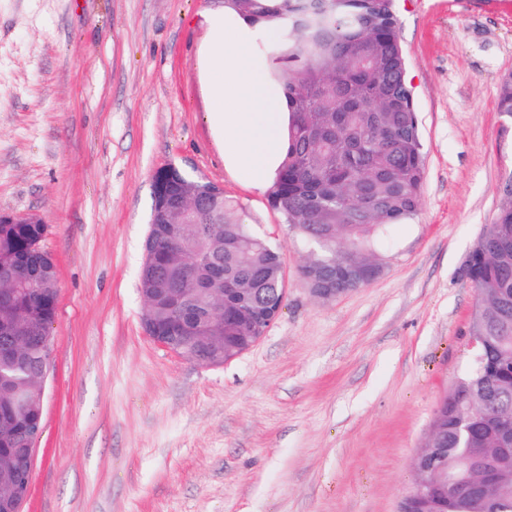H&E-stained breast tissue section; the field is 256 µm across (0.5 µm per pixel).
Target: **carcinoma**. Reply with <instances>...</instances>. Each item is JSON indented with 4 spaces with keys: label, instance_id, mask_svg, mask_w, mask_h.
Masks as SVG:
<instances>
[{
    "label": "carcinoma",
    "instance_id": "carcinoma-1",
    "mask_svg": "<svg viewBox=\"0 0 512 512\" xmlns=\"http://www.w3.org/2000/svg\"><path fill=\"white\" fill-rule=\"evenodd\" d=\"M224 6L254 23L277 21L276 40L262 51L289 101L288 148L268 190L269 205L304 243L307 266H321L329 282H336L335 264L347 251L366 265L379 263L390 228L416 215L425 180L396 0H224ZM497 112L512 121V73L501 79ZM214 189L180 169L154 174L150 219L160 237L143 262L139 286L155 303L160 329L172 324L186 299L199 306L228 281L246 289L239 314L203 325L206 345L184 347L187 358L221 366L224 349L236 342L244 348L253 312L281 297L285 282L278 248L243 222L241 208L224 192L213 205L194 208L197 197ZM172 195L181 207L168 205ZM46 230L45 224L0 223V277L35 281L55 268L41 246ZM482 238L490 257L478 265V312L469 334L488 343L482 361L470 362L456 381L458 398L441 401L429 432L443 438L440 462L452 479L469 476L453 452L462 418L479 426L470 446L491 454L503 439L479 417L480 403H496L512 420V181ZM56 305L51 288L0 301V312L22 314L32 325L19 377L0 379V512H10L6 498L23 449L43 419L42 367ZM449 512H512V479L481 499L453 502Z\"/></svg>",
    "mask_w": 512,
    "mask_h": 512
}]
</instances>
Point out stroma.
Segmentation results:
<instances>
[{"mask_svg":"<svg viewBox=\"0 0 512 512\" xmlns=\"http://www.w3.org/2000/svg\"><path fill=\"white\" fill-rule=\"evenodd\" d=\"M223 0H0V213H32L58 273L43 431L21 512H399L434 413L469 363L460 270L512 179L496 110L512 0H401L426 153L383 275L332 300L266 192L224 166L202 66ZM221 186L281 250L288 296L220 367L141 324L152 177Z\"/></svg>","mask_w":512,"mask_h":512,"instance_id":"stroma-1","label":"stroma"}]
</instances>
